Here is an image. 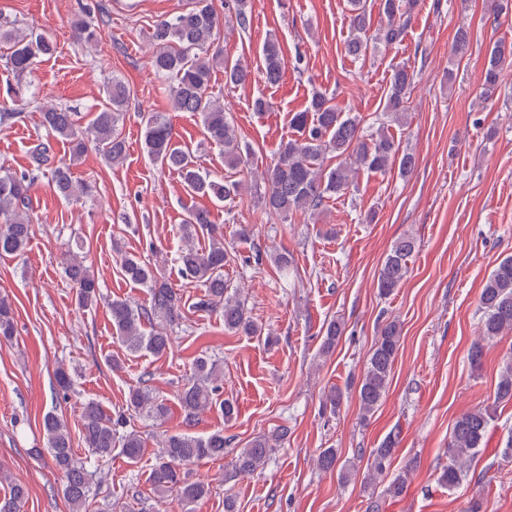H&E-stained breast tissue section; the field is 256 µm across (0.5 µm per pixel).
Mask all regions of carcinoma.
Returning <instances> with one entry per match:
<instances>
[{
	"mask_svg": "<svg viewBox=\"0 0 512 512\" xmlns=\"http://www.w3.org/2000/svg\"><path fill=\"white\" fill-rule=\"evenodd\" d=\"M419 0H378V10L384 24L370 30L367 0H349V36L344 42L348 56L358 59L367 54L371 45L389 47L403 40L413 20ZM219 27V18L212 0H192V6L169 15L156 23L150 36L155 51L150 57L153 69L170 80L169 92L173 107L179 112H193L201 117L207 140L223 148L224 164L230 169L248 167L250 151H242L234 126L227 120L219 99L209 92L214 67L224 66V80L230 85H244L252 78L251 67L237 60L230 62L224 49L209 52ZM0 38L12 42L6 66L17 80L30 74L35 59L55 51L53 39L46 33L22 34L14 29V22L0 12ZM512 58V44L497 42L488 51L484 63V95L497 90L506 60ZM261 73L264 81L275 85L285 74V58L281 42L275 36L267 37L261 47ZM414 84V73L407 66L393 70L384 97L380 120L401 123L407 111V101ZM106 102L94 114L89 124L93 142L105 159L118 164L125 157L126 144L120 131L130 99L129 88L114 79L105 85ZM41 123L47 131L71 143L68 163L51 165L50 144L40 143L31 153L33 168L20 174L0 167V255L22 253L32 234V224L26 214L30 192L38 175H50L58 192L66 199L89 196L91 184L77 181L72 168L85 151L78 116L67 109L45 105L41 109ZM290 126L297 136L281 143L276 163L261 173L264 183L262 202L270 212L283 218L304 213L315 216L325 201L341 197L356 189L355 170L384 174L398 166L402 175L415 166L413 153L401 149L400 142L384 131L368 132L363 119L339 109L327 94L313 93L309 105L294 112ZM144 150L148 157L163 168L177 171L189 190L220 202L232 204L240 194L243 182L227 179L216 181L201 174L190 151L180 146L174 136L168 117L152 115L144 132ZM335 159L336 165L327 164ZM180 231L185 240L179 263L181 273L205 288L197 308L222 312L224 329L234 333L256 336L262 333L247 315L239 292L229 293L224 283V266L230 260L224 245V231L211 224L205 209L188 211ZM205 236L209 244L197 248L193 240ZM84 243L75 242L68 251L65 276L75 289V302L81 309L95 305L100 298L99 286L79 254ZM416 249V241L409 235L397 238L381 265L377 278L379 295L388 296L400 287L409 273V260ZM123 275L133 284L148 289L150 305L139 307L131 301L115 298L109 305L113 335L130 355L149 353L161 358L170 349L169 336L160 330L145 331L144 322L151 317L173 325L183 318L182 296L168 285L157 270L133 255L120 259ZM482 317L479 334L469 350L471 364L481 365L486 344L512 332V256L503 258L485 282L480 294ZM344 326L333 320L326 327L322 353L332 351ZM14 332L12 308L9 301L0 298V337L10 338ZM401 328L391 320L383 324L359 381L357 397L362 419H367L384 399L398 355ZM221 372L218 361L209 356L197 358L190 377L177 393V400L186 424H192L205 410L215 409L229 422L237 415L236 403L223 397L219 384ZM499 401H512V358L502 365L496 385ZM126 410L155 421L164 420L169 407L151 389L142 385L129 390ZM493 413L488 409L469 411L454 422L446 448L448 464L442 466L438 483L453 491L460 487L469 472V462L481 447ZM126 425L123 414L112 416L93 400L82 404L80 429L85 446L99 462L112 458L119 450L129 463L139 462L143 440L132 430L123 435L119 429ZM52 466L62 474V492L72 512H82L89 500L93 472L75 458L72 437L66 419L49 414L43 419ZM279 436L257 437L241 448L231 465L238 474L251 475L264 467ZM228 441L224 432L215 431L206 436L189 432L172 434L164 439L161 451L152 465L149 481L154 490L174 493L184 505L194 504L210 495L209 484L190 481L181 471V465L203 459H222ZM395 452V439L388 436L378 447L369 451L368 477L376 481L389 474ZM334 448L325 449L318 459L320 469L337 472L345 482L350 468L337 466ZM26 489L11 484L9 497L0 499V512H21Z\"/></svg>",
	"mask_w": 512,
	"mask_h": 512,
	"instance_id": "1",
	"label": "carcinoma"
}]
</instances>
